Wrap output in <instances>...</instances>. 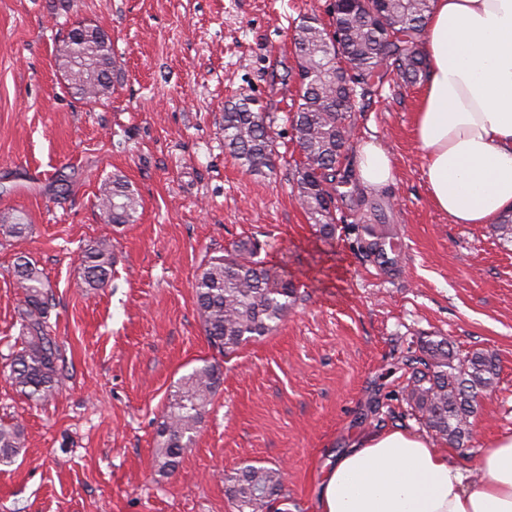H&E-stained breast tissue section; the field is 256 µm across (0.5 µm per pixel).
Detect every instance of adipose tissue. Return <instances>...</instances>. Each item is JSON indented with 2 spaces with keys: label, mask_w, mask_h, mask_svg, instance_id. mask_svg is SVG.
<instances>
[{
  "label": "adipose tissue",
  "mask_w": 512,
  "mask_h": 512,
  "mask_svg": "<svg viewBox=\"0 0 512 512\" xmlns=\"http://www.w3.org/2000/svg\"><path fill=\"white\" fill-rule=\"evenodd\" d=\"M426 84L414 135L434 206L455 224L512 213V0H431ZM356 179H394L389 152L359 143ZM317 512H512V434L481 449L474 469L396 427L359 437L327 462Z\"/></svg>",
  "instance_id": "ef3b65f1"
}]
</instances>
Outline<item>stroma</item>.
<instances>
[{"label":"stroma","mask_w":512,"mask_h":512,"mask_svg":"<svg viewBox=\"0 0 512 512\" xmlns=\"http://www.w3.org/2000/svg\"><path fill=\"white\" fill-rule=\"evenodd\" d=\"M331 0H0V216L23 215L20 240L0 238V422L26 444L0 465V512H235L225 477L253 464L286 470L276 512H315L325 463L378 428L421 432L395 365L420 337L459 354L486 350L499 383L484 397L463 467L512 432V244L492 225L455 224L432 204L413 133L422 90L385 77L357 100L351 144L375 137L393 184L352 180L336 192L340 228L315 233L293 193L301 159L285 116L295 97L300 19H328ZM79 22L105 30L117 68L110 92L71 93L55 63ZM255 98L273 119L274 167L246 172L224 150V106ZM66 171L71 186L57 195ZM121 173L140 199L135 223H105L101 180ZM353 224H385L401 260L383 272L358 254ZM112 242L114 274L88 288L82 248ZM251 239L301 295L270 336L225 357L212 349L192 285L209 256ZM26 257L53 294L49 323L64 361L54 397L16 390ZM223 383L194 446L170 474L155 463L157 429L175 382L202 361Z\"/></svg>","instance_id":"1"}]
</instances>
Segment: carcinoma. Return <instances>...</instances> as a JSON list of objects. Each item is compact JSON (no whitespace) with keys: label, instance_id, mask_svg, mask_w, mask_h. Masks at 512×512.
<instances>
[{"label":"carcinoma","instance_id":"1","mask_svg":"<svg viewBox=\"0 0 512 512\" xmlns=\"http://www.w3.org/2000/svg\"><path fill=\"white\" fill-rule=\"evenodd\" d=\"M430 0H341L335 21L312 14L295 27L298 103L290 117L293 137L303 160L296 165V199L324 239L336 236V176L349 151L346 114L355 111L343 98L351 84L366 97L388 73L408 84L427 69L419 47ZM59 65L80 98L97 101L112 87L116 68L111 40L96 26L83 33L69 30L62 40ZM270 119L256 100L242 97L224 108V149L249 173L273 167L274 140ZM100 210L108 224H131L139 199L125 176L114 173L99 187ZM29 225L14 218L0 224V237L19 239ZM359 254L384 270L399 263L389 228L361 226ZM257 245L241 240L211 257L193 288L203 331L209 344L224 356L235 354L253 339L271 334L297 301L292 281L276 267L256 259ZM85 283L104 288L112 273L111 244L99 240L83 249ZM14 278L23 300L17 309L21 347L12 356L9 378L20 393L47 402L59 385L60 347L49 331L51 302L42 272L28 261L18 262ZM397 369L406 376L401 395L419 423L461 447L471 440V426L480 400L495 391L499 379L496 355L475 350L459 355L445 336H423L403 356ZM221 386L220 370L204 364L185 375L170 394L164 421L157 431L155 461L162 473L176 470L192 447L211 397ZM24 448V430L0 423V464L15 461ZM226 491L237 512H263L284 489L281 469L246 465L225 477Z\"/></svg>","mask_w":512,"mask_h":512}]
</instances>
